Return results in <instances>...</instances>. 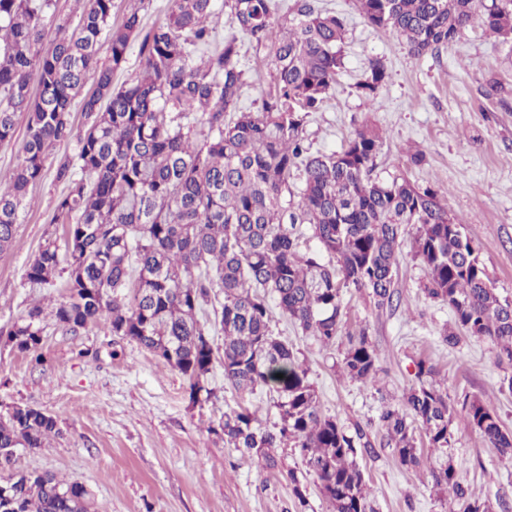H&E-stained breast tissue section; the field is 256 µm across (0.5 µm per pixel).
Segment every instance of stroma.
Returning <instances> with one entry per match:
<instances>
[{
	"label": "stroma",
	"mask_w": 512,
	"mask_h": 512,
	"mask_svg": "<svg viewBox=\"0 0 512 512\" xmlns=\"http://www.w3.org/2000/svg\"><path fill=\"white\" fill-rule=\"evenodd\" d=\"M317 5L344 17L347 32L344 68L304 128L310 153L341 150L366 126L382 131L373 177H404L446 189L449 213L463 221L495 288L512 297V102L504 105L485 95L490 79L512 90V42L475 24L439 56L416 58L393 32L369 24L355 0H318ZM371 58L382 59L388 72L374 103L355 89ZM239 59L246 79L239 107L254 112L270 84L273 51L244 40ZM416 150L424 155L418 165L409 160ZM77 151L74 140L54 149L43 178L29 190L31 204L20 215L15 248L0 254V411L13 404L37 407L56 415L60 429L45 447L20 451L17 469L50 471L85 484L95 512H330L314 477L306 479V506L294 498L287 471L300 467L301 460L293 448L274 449L278 465L269 469L208 432L210 422L240 405L255 412L263 427L278 420L271 394L263 389L236 394L224 382L222 365H214L208 376L214 397L193 406L178 371L107 327L74 335L54 320L45 321L43 363L37 367L8 343L6 332L22 323L35 303H53L63 295L62 289L31 284L26 270L48 237L63 235L62 225L51 221L65 191L55 170ZM425 276L418 262L401 259L396 308L376 307L364 291L345 296L347 334L367 330L379 356L373 386L340 373L344 338L322 348L281 312L273 314L275 335L308 367L322 411L347 430L368 428L374 451L358 462L376 512H449L430 476L437 450L418 436L428 465L400 467L378 424L382 406L415 384L416 361L433 367L434 382L454 406L480 398L512 430V366L499 364L487 339L465 336L454 346L444 341L453 314L424 292ZM450 454L461 480L493 506L512 507V462L460 417Z\"/></svg>",
	"instance_id": "35a3bbf8"
}]
</instances>
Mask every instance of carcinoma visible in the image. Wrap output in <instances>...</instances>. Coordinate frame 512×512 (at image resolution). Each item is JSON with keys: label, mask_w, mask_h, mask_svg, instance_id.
I'll return each instance as SVG.
<instances>
[{"label": "carcinoma", "mask_w": 512, "mask_h": 512, "mask_svg": "<svg viewBox=\"0 0 512 512\" xmlns=\"http://www.w3.org/2000/svg\"><path fill=\"white\" fill-rule=\"evenodd\" d=\"M78 25L56 24L52 0H0V145L12 141L16 118L27 119L22 157L0 179V253L16 242L28 189L42 179L59 144L77 138L78 152L60 162L66 185L51 218L65 225L64 246L49 238L26 270L41 288L68 274L67 294L51 316L75 333L104 324L177 370L189 403L213 395L206 386L215 362L240 393L276 394L279 422L262 429L246 407L209 425L224 444L277 466L268 449H298L331 512H375L357 456L371 452L363 427L349 433L324 414L293 348L275 336L269 298L282 314L324 347L342 335L344 292L365 290L378 307L400 304L395 288L400 257L410 248L427 272L424 291L445 302L454 328L488 339L501 363L512 365V299L492 287L463 223L448 213L444 192L405 179L371 177L383 142L372 127L359 130L339 152L311 155L304 146L307 118L319 111L344 66V20L322 13L315 0H294L291 16L273 18L272 0H224L233 22L252 42L275 49L271 86L258 112L239 109L244 71L236 37L205 50L213 0H169L165 23L143 31L144 0L112 23L113 0H82ZM372 26L396 32L420 58L455 43L474 21L512 41V0H356ZM142 37V74L120 87L114 73L131 41ZM107 40L110 55L99 56ZM93 87L85 89L88 78ZM387 78L382 60L368 61L356 84L377 99ZM85 119L75 135L73 105ZM200 112L202 125L190 121ZM303 172L297 206L286 195ZM307 224L316 249H301L295 225ZM213 306L224 332L214 348L198 314ZM36 306L8 332L15 348L42 362ZM340 369L373 384L380 371L366 329L347 335ZM417 363L418 385L379 417L399 464L421 465L416 431L431 448H449L454 408ZM463 419L487 446L512 458V431L481 399L462 406ZM58 432L57 417L14 405L0 415V512H93L90 490L48 472H16L20 448L36 450ZM437 494L460 512H493L471 491L452 461L431 471ZM294 498L306 504L307 486L288 470Z\"/></svg>", "instance_id": "1"}]
</instances>
